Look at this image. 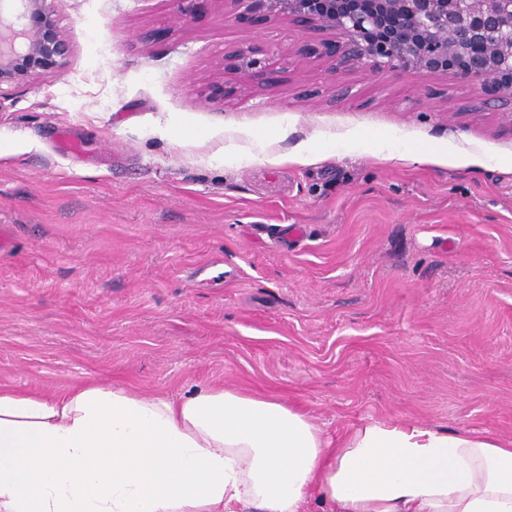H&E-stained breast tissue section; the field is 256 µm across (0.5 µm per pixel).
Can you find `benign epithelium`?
Returning <instances> with one entry per match:
<instances>
[{
    "label": "benign epithelium",
    "instance_id": "obj_1",
    "mask_svg": "<svg viewBox=\"0 0 512 512\" xmlns=\"http://www.w3.org/2000/svg\"><path fill=\"white\" fill-rule=\"evenodd\" d=\"M213 0H174L188 22ZM234 18L339 34L321 43L335 66L453 73L491 100L512 98V0H229ZM58 0H0V90L60 67L72 51ZM227 67L255 79L267 64L251 50Z\"/></svg>",
    "mask_w": 512,
    "mask_h": 512
}]
</instances>
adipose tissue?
Returning a JSON list of instances; mask_svg holds the SVG:
<instances>
[{"label": "adipose tissue", "instance_id": "obj_1", "mask_svg": "<svg viewBox=\"0 0 512 512\" xmlns=\"http://www.w3.org/2000/svg\"><path fill=\"white\" fill-rule=\"evenodd\" d=\"M512 512V444L367 422L331 445L277 398L0 388V512Z\"/></svg>", "mask_w": 512, "mask_h": 512}]
</instances>
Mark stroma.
<instances>
[{
	"mask_svg": "<svg viewBox=\"0 0 512 512\" xmlns=\"http://www.w3.org/2000/svg\"><path fill=\"white\" fill-rule=\"evenodd\" d=\"M230 11L61 0L71 56L0 100V386L212 384L334 441H512V101L300 60L324 33ZM241 49L267 79L225 68Z\"/></svg>",
	"mask_w": 512,
	"mask_h": 512,
	"instance_id": "obj_1",
	"label": "stroma"
}]
</instances>
